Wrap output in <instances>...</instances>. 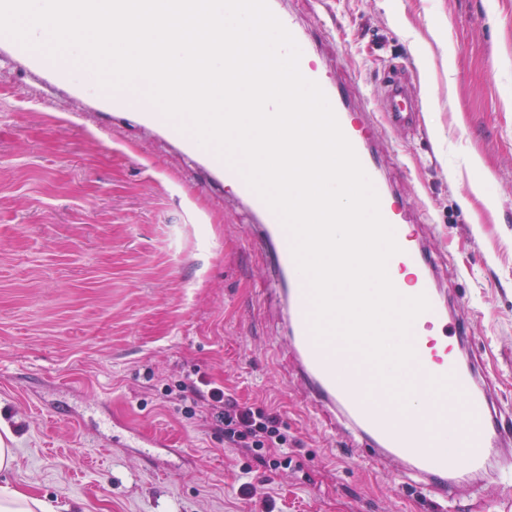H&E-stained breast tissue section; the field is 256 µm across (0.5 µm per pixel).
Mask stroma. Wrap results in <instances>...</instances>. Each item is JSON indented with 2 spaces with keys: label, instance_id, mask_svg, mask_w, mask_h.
Segmentation results:
<instances>
[{
  "label": "stroma",
  "instance_id": "1",
  "mask_svg": "<svg viewBox=\"0 0 512 512\" xmlns=\"http://www.w3.org/2000/svg\"><path fill=\"white\" fill-rule=\"evenodd\" d=\"M283 6L331 28L323 55L358 96L386 62H410L424 132L383 133L379 150L512 409V0ZM253 233L245 204L159 132L112 129L93 102L0 60V428L16 452L0 487L50 512H252L246 482L272 512H512L497 464L430 486L325 427L271 352L284 323ZM202 376L279 417L288 469L165 399ZM61 403L83 420L52 416ZM128 427L168 440L155 468L124 447Z\"/></svg>",
  "mask_w": 512,
  "mask_h": 512
}]
</instances>
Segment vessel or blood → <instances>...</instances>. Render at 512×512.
Segmentation results:
<instances>
[{"mask_svg":"<svg viewBox=\"0 0 512 512\" xmlns=\"http://www.w3.org/2000/svg\"><path fill=\"white\" fill-rule=\"evenodd\" d=\"M268 4L298 43L302 75L317 82L326 94L379 196L380 212L393 227L400 247L389 259V267L407 272L411 295L423 294L429 300V310L416 318L411 334L416 354L411 366L416 374L414 385L429 398L424 423L405 422L400 405L359 354L340 340L316 339L309 289L294 260L291 237L235 168L200 145L193 135L179 130L147 100L140 87L103 88L92 70L78 65L69 53L53 58L44 50L26 48L3 35L0 45L30 71L43 74L50 86L93 98L113 125H122L131 114L142 126L161 132L198 161L214 182L230 187L247 205L257 220L256 241L271 257L274 293L287 319L285 347L293 355L294 372L315 411L328 420L350 425L360 447L372 449L378 457L400 461L418 476L446 482L457 475L459 466L480 470L496 458L501 442L512 433V423L491 403L479 379L476 360L459 356L458 348L471 341L473 328L449 314L437 285L440 258L425 246L419 231L409 228L407 216L412 204L386 182L376 151L379 132L406 131L419 125L421 94L413 88L405 66L390 65L382 71L376 92L363 103H354L344 86L317 65L316 47L295 16L284 12L278 0H268ZM126 445L141 449L148 460L163 442L132 429Z\"/></svg>","mask_w":512,"mask_h":512,"instance_id":"b4317fda","label":"vessel or blood"}]
</instances>
